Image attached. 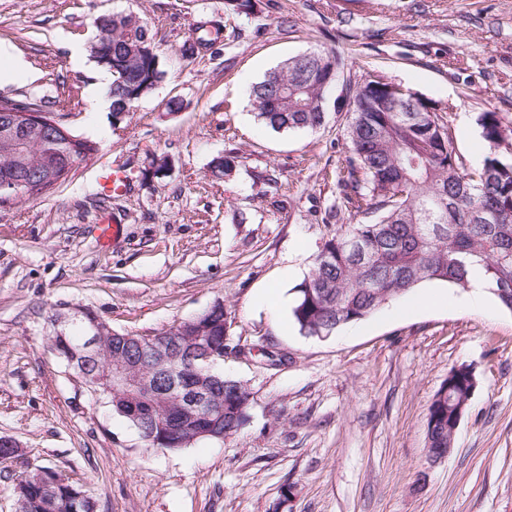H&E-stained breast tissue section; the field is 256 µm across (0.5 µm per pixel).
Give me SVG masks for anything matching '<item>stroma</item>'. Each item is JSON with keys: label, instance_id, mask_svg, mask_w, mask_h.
Returning a JSON list of instances; mask_svg holds the SVG:
<instances>
[{"label": "stroma", "instance_id": "stroma-1", "mask_svg": "<svg viewBox=\"0 0 512 512\" xmlns=\"http://www.w3.org/2000/svg\"><path fill=\"white\" fill-rule=\"evenodd\" d=\"M119 12L147 22L165 76L116 121L107 85L88 87L94 21ZM203 21L222 38L183 56ZM0 45L26 64L0 97L42 105L98 147L50 191L0 202V437L20 447L0 464V512H16L18 476L43 467L95 512H512L511 310L492 296L471 310L466 291L431 281L418 292L441 304H389L327 338L291 315L325 242L364 220L339 183L351 114L337 96L369 75L402 85L442 111L477 168L479 115L512 117V0H258L250 14L229 0H0ZM312 50L344 63L328 119L273 131L249 88ZM106 166L130 182L107 200ZM105 215L123 227L108 248ZM218 303L226 343L252 351L218 367L250 392L244 425L221 440L149 447L50 349L56 316L76 309L155 336ZM459 366L478 386L433 464L428 409Z\"/></svg>", "mask_w": 512, "mask_h": 512}]
</instances>
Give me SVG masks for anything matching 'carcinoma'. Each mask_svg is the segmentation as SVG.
<instances>
[{"mask_svg":"<svg viewBox=\"0 0 512 512\" xmlns=\"http://www.w3.org/2000/svg\"><path fill=\"white\" fill-rule=\"evenodd\" d=\"M196 31L198 35L183 45L187 57L208 50L221 38L219 28L201 24ZM90 52L112 75L108 94L114 115L129 111L164 77L148 25L135 13L112 15V38ZM338 70L333 53H311L306 67L289 58L252 87L257 120L274 131L320 127ZM391 85L369 75L348 89L351 156L340 186L347 204L368 221L352 224L345 234L328 240L311 274L295 287L292 316L307 336H331L425 282H446L464 290L474 272L483 276L499 303L512 310V118L496 111L481 113L485 155L481 167L468 172L456 158L437 109L428 104L421 112L402 111L386 91ZM284 86L286 94L279 92ZM22 110L35 108L0 98V182L12 176V170L25 168L44 180L39 195L66 180L74 163L92 155L96 146L78 138L51 145L40 131L14 132L8 113ZM224 324V308L214 306L180 322L181 336L166 330L159 337L171 345L200 336L222 347ZM87 328L79 324L51 337V350L75 367L85 363ZM130 354L131 344L107 333L100 337L91 370L103 379ZM184 386L209 390L215 411L185 417L181 404L163 392L133 396L112 389L102 399L126 419L131 414L155 416L157 432L167 435L169 449L218 440L243 425L249 392L240 381L199 367ZM469 391L467 376L456 375L435 393L427 419L430 448L454 442L455 417ZM16 493L27 501V512H94L89 499L76 501L80 489L64 478L52 501L25 477L16 484Z\"/></svg>","mask_w":512,"mask_h":512,"instance_id":"cac0c4a2","label":"carcinoma"}]
</instances>
